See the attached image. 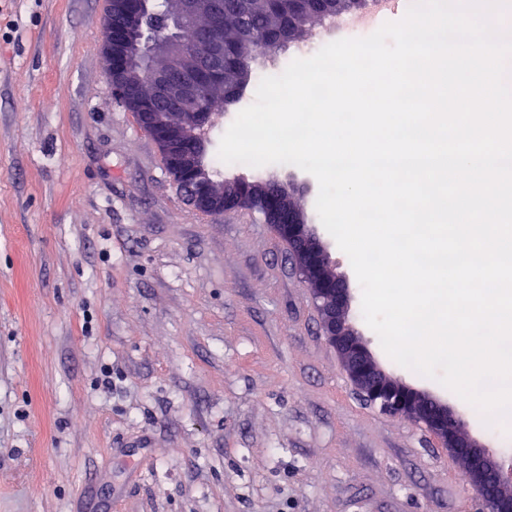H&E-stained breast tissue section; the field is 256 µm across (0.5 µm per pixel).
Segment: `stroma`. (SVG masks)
<instances>
[{"label": "stroma", "instance_id": "35a3bbf8", "mask_svg": "<svg viewBox=\"0 0 512 512\" xmlns=\"http://www.w3.org/2000/svg\"><path fill=\"white\" fill-rule=\"evenodd\" d=\"M108 0H0V512H479L462 458L362 397L287 243L256 210L187 203L105 75ZM216 113L217 180L292 181L386 375L448 403L502 460L512 434L394 362L295 166L220 164L265 73Z\"/></svg>", "mask_w": 512, "mask_h": 512}]
</instances>
